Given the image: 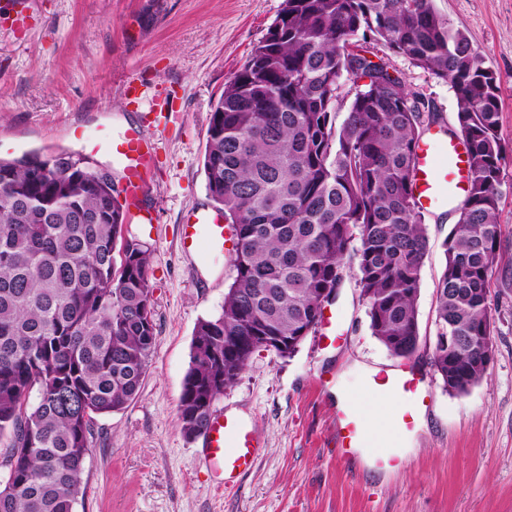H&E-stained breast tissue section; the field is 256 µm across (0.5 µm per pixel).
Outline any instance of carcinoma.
<instances>
[{
    "instance_id": "1",
    "label": "carcinoma",
    "mask_w": 512,
    "mask_h": 512,
    "mask_svg": "<svg viewBox=\"0 0 512 512\" xmlns=\"http://www.w3.org/2000/svg\"><path fill=\"white\" fill-rule=\"evenodd\" d=\"M380 44L455 93L469 192L443 242L430 363L452 395L489 374L509 152L497 76L434 0H283L209 118L206 189L237 248L222 313L195 328L178 404L189 439L256 351L295 353L348 276L391 356L419 349L424 118L389 64L367 57ZM344 74L369 79L348 102ZM118 196L68 151L0 157V512H76L95 418L142 386L156 342L151 252L122 237Z\"/></svg>"
}]
</instances>
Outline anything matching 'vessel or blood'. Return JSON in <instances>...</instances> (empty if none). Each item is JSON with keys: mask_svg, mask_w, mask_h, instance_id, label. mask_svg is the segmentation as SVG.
<instances>
[{"mask_svg": "<svg viewBox=\"0 0 512 512\" xmlns=\"http://www.w3.org/2000/svg\"><path fill=\"white\" fill-rule=\"evenodd\" d=\"M112 153L124 166L126 197L138 201L145 189L144 175L154 159L153 145L144 128L138 125L127 128L113 140ZM468 175L469 154L464 142L442 130L421 141L413 191L422 209L438 207L447 200L464 201ZM180 244L188 253L206 247L229 257L234 251L232 232L215 210L191 214L182 226ZM368 389L408 398V406L398 408L394 415L395 440L383 446L375 444L364 417L352 401L337 407L332 439L340 462H349L366 453L375 469L385 471L397 463L399 442L416 432L427 407L428 388L423 375L405 367L395 373L371 374ZM260 446L255 424L218 410L213 412L202 434L201 455L207 467L234 478L252 467Z\"/></svg>", "mask_w": 512, "mask_h": 512, "instance_id": "obj_1", "label": "vessel or blood"}]
</instances>
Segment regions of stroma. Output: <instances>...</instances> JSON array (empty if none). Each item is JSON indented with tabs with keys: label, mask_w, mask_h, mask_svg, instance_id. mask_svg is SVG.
Returning a JSON list of instances; mask_svg holds the SVG:
<instances>
[{
	"label": "stroma",
	"mask_w": 512,
	"mask_h": 512,
	"mask_svg": "<svg viewBox=\"0 0 512 512\" xmlns=\"http://www.w3.org/2000/svg\"><path fill=\"white\" fill-rule=\"evenodd\" d=\"M283 0H0V157L69 150L124 170L110 148L133 124L154 142L149 189L123 234L151 250L156 344L141 389L95 419L86 495L76 512H512V283L496 281L495 355L467 394L445 391L430 365L442 243L456 211H426L420 347L430 407L415 449L382 477L338 460L334 389L359 397L366 371L403 367L372 335L353 280L317 331L288 357L260 350L216 401L253 418L265 442L244 475L220 483L179 425L194 329L222 312L230 259L188 256L186 215L210 210L203 167L210 112L242 70ZM467 33L501 85L500 132L512 145V0H434ZM443 128L456 126L448 84L379 47ZM151 223H141L139 213Z\"/></svg>",
	"instance_id": "1"
}]
</instances>
